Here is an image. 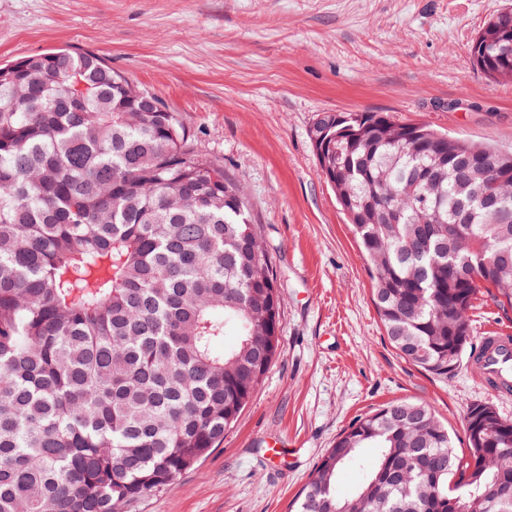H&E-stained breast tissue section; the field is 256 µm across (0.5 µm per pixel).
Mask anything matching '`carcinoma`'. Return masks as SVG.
Wrapping results in <instances>:
<instances>
[{
  "label": "carcinoma",
  "mask_w": 512,
  "mask_h": 512,
  "mask_svg": "<svg viewBox=\"0 0 512 512\" xmlns=\"http://www.w3.org/2000/svg\"><path fill=\"white\" fill-rule=\"evenodd\" d=\"M502 26L512 8L473 58L512 81V63L481 65ZM72 71L95 90L78 111ZM148 96L90 52L0 65V512H123L172 485L277 355L281 297L250 200ZM324 134L336 151L320 170L386 335L444 382L477 290L512 308V153L376 112H324L311 137ZM465 434L460 456L428 405L389 403L336 439L295 512H512V420L473 403ZM346 466L362 480L342 497Z\"/></svg>",
  "instance_id": "cac0c4a2"
}]
</instances>
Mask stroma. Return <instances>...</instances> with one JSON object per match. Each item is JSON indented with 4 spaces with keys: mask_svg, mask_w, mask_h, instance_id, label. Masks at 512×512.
<instances>
[{
    "mask_svg": "<svg viewBox=\"0 0 512 512\" xmlns=\"http://www.w3.org/2000/svg\"><path fill=\"white\" fill-rule=\"evenodd\" d=\"M512 0H0V64L89 51L178 113L198 148L240 183L283 299L279 352L223 442L125 512H292L337 437L397 400L430 405L467 454L468 404L512 419L463 360L439 381L390 343L359 243L322 176L310 129L322 112L512 149V83L473 61ZM472 338L512 331L479 291Z\"/></svg>",
    "mask_w": 512,
    "mask_h": 512,
    "instance_id": "35a3bbf8",
    "label": "stroma"
}]
</instances>
